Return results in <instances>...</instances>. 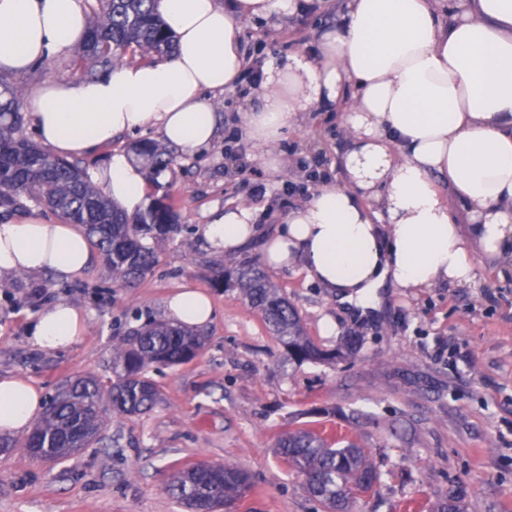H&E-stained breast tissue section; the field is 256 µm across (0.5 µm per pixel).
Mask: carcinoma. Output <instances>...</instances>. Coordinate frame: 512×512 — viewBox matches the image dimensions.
<instances>
[{
  "mask_svg": "<svg viewBox=\"0 0 512 512\" xmlns=\"http://www.w3.org/2000/svg\"><path fill=\"white\" fill-rule=\"evenodd\" d=\"M94 22L77 54L74 67L86 76L130 61L164 59L175 52L174 37L156 9V0H93ZM21 78L0 72V214L30 204L48 207L72 224L84 227L102 252L113 283L132 286L146 275L170 241L178 224L174 210L155 201L130 217L92 183L78 163L57 158L21 134L23 117L18 100ZM149 168L150 178L173 169L175 159L147 140L135 145ZM153 243L146 244V235ZM260 309L274 334L298 363L323 356L303 334L295 308L251 262L240 265L235 278L225 279ZM205 338L191 328L152 319L132 330L112 351L115 380L106 387L82 376L50 399L42 419L21 442L37 461H61L93 443L103 415H132L152 408L160 391L150 372L194 359ZM278 454L304 477L306 492L323 512H348L356 497L371 493L380 473L364 449L352 441L330 442L311 430L299 429L281 437ZM252 487L242 469L220 464H197L178 473L168 492L188 512H233L236 501Z\"/></svg>",
  "mask_w": 512,
  "mask_h": 512,
  "instance_id": "1",
  "label": "carcinoma"
}]
</instances>
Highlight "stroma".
I'll return each instance as SVG.
<instances>
[{
    "instance_id": "obj_1",
    "label": "stroma",
    "mask_w": 512,
    "mask_h": 512,
    "mask_svg": "<svg viewBox=\"0 0 512 512\" xmlns=\"http://www.w3.org/2000/svg\"><path fill=\"white\" fill-rule=\"evenodd\" d=\"M335 12L307 13L296 24L252 19L239 24L251 62L316 47ZM253 82L244 72L224 96L219 142L178 154L166 188L180 231L135 287L119 288L101 253L81 278L19 274L0 281V374L24 376L44 397L69 379L91 374L111 383L112 348L138 320L167 318L166 295L192 285L214 304L201 327L205 346L192 361L154 371L161 397L149 411L106 414L100 441L60 463L31 460L15 448L0 456V512H185L167 482L199 463L245 470L253 490L235 512H322L303 479L281 460L276 442L306 428L347 435L381 471L376 493L350 512H432L458 491L465 512H512V277L481 265L477 285L381 290L379 307L359 313L308 280L301 267L268 271L298 311L307 336L335 352L330 361L296 364L284 344L236 288L218 274L249 261L263 266L253 242L233 256L215 253L199 233L214 208L255 202L269 228L321 183L344 179L348 139L339 112L306 113L279 143L282 171L267 174L261 150L238 137ZM82 309L88 332L74 348L45 353L30 328L52 304Z\"/></svg>"
}]
</instances>
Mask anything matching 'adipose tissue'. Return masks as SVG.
<instances>
[{
  "instance_id": "adipose-tissue-1",
  "label": "adipose tissue",
  "mask_w": 512,
  "mask_h": 512,
  "mask_svg": "<svg viewBox=\"0 0 512 512\" xmlns=\"http://www.w3.org/2000/svg\"><path fill=\"white\" fill-rule=\"evenodd\" d=\"M312 0H157L172 30L173 56L115 66L74 81L48 80L25 99L40 142L72 156L140 128L187 152L208 149L224 127L217 99L235 91L248 65L238 21L293 16ZM88 20L78 0H0V70L17 75L81 44ZM242 112V136L270 148L302 113L343 104L349 146L343 185L325 184L289 210L275 233L262 208L217 209L200 232L219 253L263 238L269 269L302 264L340 301L377 300L379 288L458 287L477 280L479 260L512 269V0H344L315 52L262 63ZM127 214L145 204L141 166L113 153L92 176ZM468 220L461 226L450 203ZM92 259L73 225L26 215L0 223V279L50 272L83 276ZM170 317L196 327L210 297L182 287ZM87 317L60 301L32 329V345L67 349ZM42 393L25 377L0 376V434L27 428Z\"/></svg>"
}]
</instances>
